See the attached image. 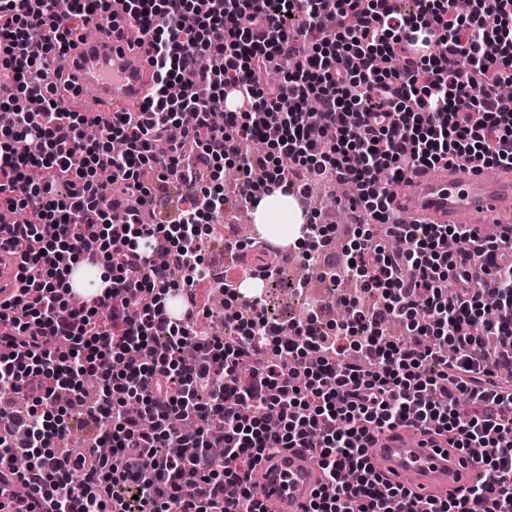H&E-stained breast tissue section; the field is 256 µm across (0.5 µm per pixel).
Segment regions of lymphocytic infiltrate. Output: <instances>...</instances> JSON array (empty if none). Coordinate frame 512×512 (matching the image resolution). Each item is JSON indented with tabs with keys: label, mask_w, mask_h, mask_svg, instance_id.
Masks as SVG:
<instances>
[{
	"label": "lymphocytic infiltrate",
	"mask_w": 512,
	"mask_h": 512,
	"mask_svg": "<svg viewBox=\"0 0 512 512\" xmlns=\"http://www.w3.org/2000/svg\"><path fill=\"white\" fill-rule=\"evenodd\" d=\"M108 2L62 13L55 0H0V43L18 52L0 68V108L13 114L0 126V207L26 215L0 225V245L30 243L23 306L0 302V464L16 474L0 478V512H35L38 496L51 512H272L253 472L290 448L323 473L305 512H512V225L485 236L403 224L390 207L421 168L512 170V111L499 104L512 0H471L463 15L454 0L409 13L388 0H126L149 37L151 96L142 111L92 118L67 110L68 81L47 77L67 33L110 22ZM284 57L295 69L269 82ZM229 90L246 106L213 125L209 105ZM160 140L192 200L147 224L141 171ZM222 161L247 207L257 183L357 185L349 209L405 244L382 250L367 228L345 250L344 271L376 307L349 299L328 322L311 307L286 337L228 279L223 336L166 321L168 295L211 280L200 219L227 204ZM202 169L214 187H199ZM93 244L112 284L76 300L63 263ZM19 389L39 395L15 409ZM406 425L445 437L482 476L425 498L378 473L375 436ZM90 427V449L68 447Z\"/></svg>",
	"instance_id": "f902f5d3"
}]
</instances>
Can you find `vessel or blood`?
<instances>
[{"mask_svg":"<svg viewBox=\"0 0 512 512\" xmlns=\"http://www.w3.org/2000/svg\"><path fill=\"white\" fill-rule=\"evenodd\" d=\"M110 11L117 30L92 32L66 53L65 73L79 90L75 109L91 116L140 106L153 83L148 42L137 39L125 0H110ZM510 206L512 175H492L469 165L416 171L392 202L395 212L416 222L471 228L485 224L493 208ZM18 264L12 248H0V268L8 270L0 277V301L20 295V283L12 277ZM370 456L377 470L438 497L481 471L479 464L442 447L440 438L419 437L404 427L379 434ZM321 484L318 466L307 454L292 449L265 463L260 490L277 512H304Z\"/></svg>","mask_w":512,"mask_h":512,"instance_id":"b4317fda","label":"vessel or blood"}]
</instances>
